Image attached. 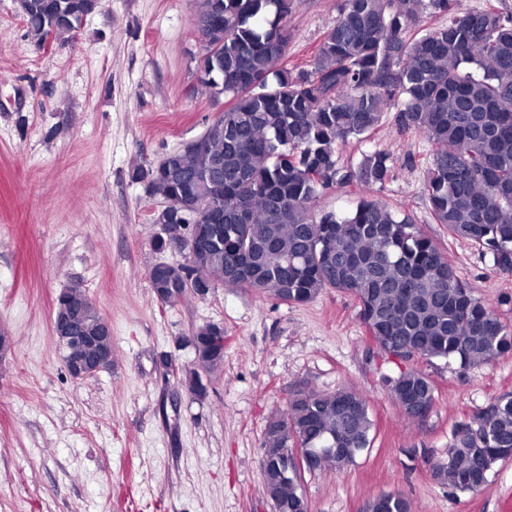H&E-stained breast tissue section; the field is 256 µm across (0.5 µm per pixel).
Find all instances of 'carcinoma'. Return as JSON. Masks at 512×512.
Listing matches in <instances>:
<instances>
[{"label":"carcinoma","instance_id":"obj_1","mask_svg":"<svg viewBox=\"0 0 512 512\" xmlns=\"http://www.w3.org/2000/svg\"><path fill=\"white\" fill-rule=\"evenodd\" d=\"M98 0H30L23 16L40 47L47 36L72 35ZM293 0H202L191 25L210 56L203 83L229 98L207 126L203 149L166 154L167 168H137L132 178L179 213L187 196L200 202L191 222V269L206 288L244 289L302 305L333 289L350 296L367 334L404 361H453L462 370L512 354V324L487 308L456 265L407 215L378 193L395 159L385 151L358 167L340 147L364 141L388 112L403 133L432 146L426 201L448 235L489 252L497 272L512 276V15L489 4L457 7L439 27L428 9L448 0H340L338 15L306 69L286 62ZM356 188V205L316 213L331 186ZM224 212L216 221L210 211ZM155 299L173 305L190 295L178 272L149 274ZM76 319L84 336L112 349V332L77 283L56 297L52 322ZM217 325L191 331L194 365L210 374L224 365ZM193 397L207 391L198 372L182 379ZM406 427L420 425L435 401L423 370L383 377ZM366 396L342 389H299L268 422L263 491L277 512H308L306 473L341 471L371 447ZM325 448L303 467L290 449ZM512 460V394L493 398L459 424L433 478L477 493L499 462ZM365 512H409L403 494L368 501Z\"/></svg>","mask_w":512,"mask_h":512}]
</instances>
